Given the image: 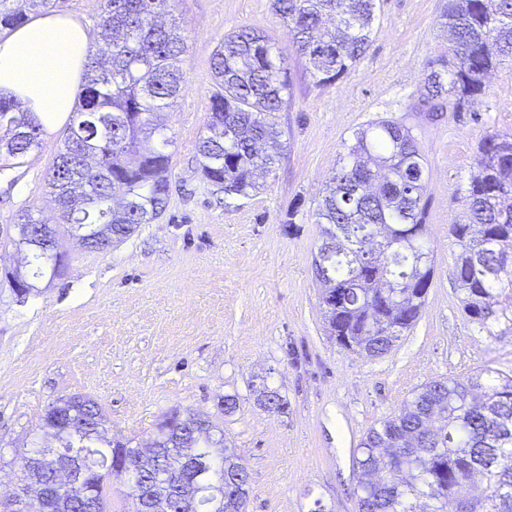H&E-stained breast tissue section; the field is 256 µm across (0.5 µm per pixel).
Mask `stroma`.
<instances>
[{"label":"stroma","mask_w":512,"mask_h":512,"mask_svg":"<svg viewBox=\"0 0 512 512\" xmlns=\"http://www.w3.org/2000/svg\"><path fill=\"white\" fill-rule=\"evenodd\" d=\"M448 0H380L366 54L318 83L288 41L270 0H176L188 45L187 88L167 118L165 212L105 252L71 237L63 276L18 296L23 264L13 225L25 206L59 222L44 174L63 131L43 136L22 167L0 173V489L12 457L44 443L43 417L64 396L102 407L113 434L144 443L172 411L209 416L249 474L245 512H356V458L370 428L424 383L512 371V336L490 339L462 310L452 227L467 221L478 146L512 137V67L490 74L480 105L428 114L418 106L430 61L447 55L438 23ZM262 30L288 64L292 97L275 121L285 148L246 197H228L198 170L214 79L210 60L229 30ZM390 119L417 137L427 167L424 222L434 275L416 323L383 357L329 336L313 260L322 242L314 211L341 166L345 141ZM288 403L269 413L259 388ZM237 398L233 414L221 396Z\"/></svg>","instance_id":"35a3bbf8"}]
</instances>
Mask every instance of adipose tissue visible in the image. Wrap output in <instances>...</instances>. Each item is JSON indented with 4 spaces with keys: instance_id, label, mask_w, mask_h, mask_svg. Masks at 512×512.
<instances>
[{
    "instance_id": "ef3b65f1",
    "label": "adipose tissue",
    "mask_w": 512,
    "mask_h": 512,
    "mask_svg": "<svg viewBox=\"0 0 512 512\" xmlns=\"http://www.w3.org/2000/svg\"><path fill=\"white\" fill-rule=\"evenodd\" d=\"M94 36L63 14L32 18L0 39V99L31 112L43 132L75 110Z\"/></svg>"
}]
</instances>
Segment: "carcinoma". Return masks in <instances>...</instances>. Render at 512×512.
I'll return each instance as SVG.
<instances>
[{"mask_svg": "<svg viewBox=\"0 0 512 512\" xmlns=\"http://www.w3.org/2000/svg\"><path fill=\"white\" fill-rule=\"evenodd\" d=\"M55 0H0V31L27 12ZM99 39L89 57L79 107L66 126L63 147L46 173L66 232L87 235L86 248L105 251L166 209L171 154L157 116L185 89L187 47L178 22L159 17L173 0H102ZM377 0H271L297 53L319 83H329L366 53ZM448 56L429 64L422 94L429 112L481 103L485 77L512 64V0H448L440 22ZM214 90L198 147L203 178L227 196H246L255 172L270 170L282 155L273 120L291 95L285 58L264 32L239 28L224 35L211 58ZM40 126L13 101L0 99V172L18 168L39 148ZM342 165L324 189L316 211L324 225L314 276L331 335L369 358L387 354L418 319L431 285L422 200L425 160L416 137L389 119L373 121L344 144ZM469 222L453 226L461 247L455 277L464 311L490 337L512 331V139L484 136L469 188ZM16 223L28 226L38 247L28 250L32 278L59 276L69 256L60 231L26 208ZM257 403L281 413L287 402L259 390ZM56 448H33L20 459L22 479L48 490L46 498L22 487L1 489L13 512H106L107 481L126 472L130 496L141 492L168 503L169 512H212L209 494L224 490V509L243 512L249 472L232 451L218 456L206 428L224 436L208 418L190 423L165 418L153 471L138 469L140 447L110 436L100 405L86 396L63 397L44 416ZM72 448L88 489L74 499L55 486L58 453ZM357 512H448L467 496L477 474L487 495L479 512H512V376L486 368L461 382L424 384L398 412L371 428L360 444ZM199 474L210 492L192 496L185 475Z\"/></svg>", "mask_w": 512, "mask_h": 512, "instance_id": "obj_1", "label": "carcinoma"}]
</instances>
